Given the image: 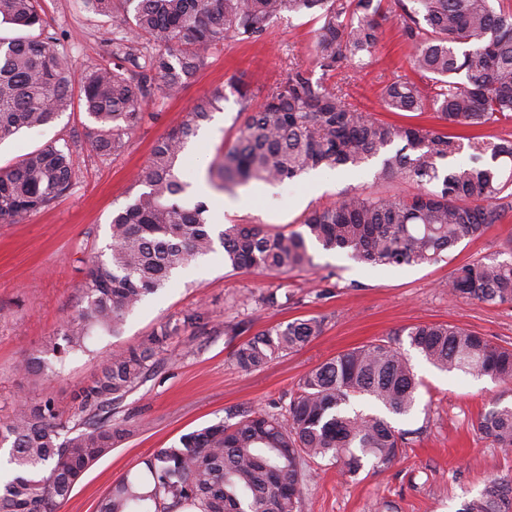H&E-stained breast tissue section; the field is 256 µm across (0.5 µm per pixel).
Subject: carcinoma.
Segmentation results:
<instances>
[{
  "mask_svg": "<svg viewBox=\"0 0 512 512\" xmlns=\"http://www.w3.org/2000/svg\"><path fill=\"white\" fill-rule=\"evenodd\" d=\"M385 0H82L110 14L112 58L86 70L79 101L96 124L93 148L118 152L145 121L157 90L173 97L208 64L226 41L259 39L285 14L314 13L313 44L325 72L362 70L379 42ZM410 44L409 62L419 82L397 80L382 95L388 112L431 110L441 124H396L363 112L336 88L296 64L286 82L252 91L233 83L244 115L235 142L212 174L232 192L251 181L291 180L318 168L357 167L385 154L382 172L415 183L399 194L344 193L314 209L303 230L270 233L254 224L208 223L207 206L187 204L179 167L187 145L225 99L216 86L200 97L185 121L154 144L135 183L145 187L112 217L105 259L85 263L82 300L53 343L28 356L21 371L33 378L58 373L88 350L95 329L120 333L125 316L163 288L191 259L220 246L233 271L284 274L314 266L311 246L340 250L372 267L431 265L449 258L461 242L501 219L496 202L512 191V140L467 138L457 126L512 123V0H393ZM21 31L0 36V141L49 124L74 107L70 67L48 30L40 0H0V25ZM262 102L249 111L251 101ZM470 166L443 167L462 149ZM72 149L48 144L15 164L0 167V220L19 223L68 191L74 183ZM448 293L484 304H512V258H485L455 268ZM325 317L296 318L240 343L236 364L257 370L304 348L324 330ZM209 326L205 310L161 323L134 346L107 356L99 373L74 396L86 419L70 424L49 401L16 400L0 417V446L10 445L9 477L0 483V512H55L91 465L132 432L114 411L153 371V359L180 332ZM408 338L440 370L488 376L512 385V348L463 327L439 323L406 326L396 339L338 354L309 370L287 406L244 412L234 424L218 422L157 449L143 469L112 486L99 512H301L309 464L327 461L353 478L371 459L391 464L412 441V430L351 408L368 396L389 412L407 415L418 381L400 337ZM499 448H512V405L496 400L478 421ZM458 512H512V480H494Z\"/></svg>",
  "mask_w": 512,
  "mask_h": 512,
  "instance_id": "cac0c4a2",
  "label": "carcinoma"
}]
</instances>
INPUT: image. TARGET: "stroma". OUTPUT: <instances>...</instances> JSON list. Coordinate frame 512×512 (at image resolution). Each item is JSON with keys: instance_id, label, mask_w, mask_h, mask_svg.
<instances>
[{"instance_id": "1", "label": "stroma", "mask_w": 512, "mask_h": 512, "mask_svg": "<svg viewBox=\"0 0 512 512\" xmlns=\"http://www.w3.org/2000/svg\"><path fill=\"white\" fill-rule=\"evenodd\" d=\"M41 4L50 29L65 34L64 54L73 81H80L84 70L112 51L111 17L86 11L75 0ZM316 27L311 17L283 16L274 19L258 41L225 42L177 97L152 93L147 106L151 119L116 155L102 158L93 151L95 125L79 105L49 125L0 143L4 166L47 144L68 141L77 171L71 190L51 205L23 223L0 222V415L19 396L32 402L51 400L63 417H76L73 391L94 377L113 350L137 344L160 323L186 310L204 308L211 320L205 331L182 333L157 355L152 377L120 408L134 434L83 474L57 512H99L115 481L139 469L156 449L196 428L235 422L240 411L288 404L309 369L338 353L390 340L401 327L461 326L512 347V305L455 300L446 288L453 267L503 256L506 243L512 241L511 196L499 202L498 223L461 243L450 260L433 265L373 268L345 253L318 249L314 268L277 277L231 271L222 252L209 254L191 261L165 288L147 297L126 317L120 335L96 333L91 355L70 358L60 376L34 383L19 373L20 362L53 339L76 309L84 262L105 251L113 214L139 194L133 178L156 140L179 125L214 86L240 81L253 89L267 87L286 81L289 68L300 63L361 111L402 124H433L432 113L412 119L382 107L385 86L414 76L396 16L383 21L372 63L358 73L348 68L328 74L315 69ZM240 109L236 95H229L186 150L188 163L181 177L190 185L188 199L206 201L213 224L296 231L304 213L338 200L345 191L412 190L411 185L383 177L376 157L355 168L319 169L274 184L253 182L232 194L218 191L209 184V170L233 143ZM275 288L288 292V305L262 306L261 296ZM309 315L325 316L327 327L304 349L250 372L236 365L233 351L246 335ZM240 321L246 322L247 334H228V325ZM406 354L422 382L410 415L389 414L367 397L353 399L352 405L413 430L411 444L391 465L365 462L359 475L349 480L342 479L334 466L312 465L301 512H458L464 500L479 494L491 480L512 479V448L493 446L478 428L481 414L496 400L511 403L512 393L488 377L438 370L415 349Z\"/></svg>"}]
</instances>
